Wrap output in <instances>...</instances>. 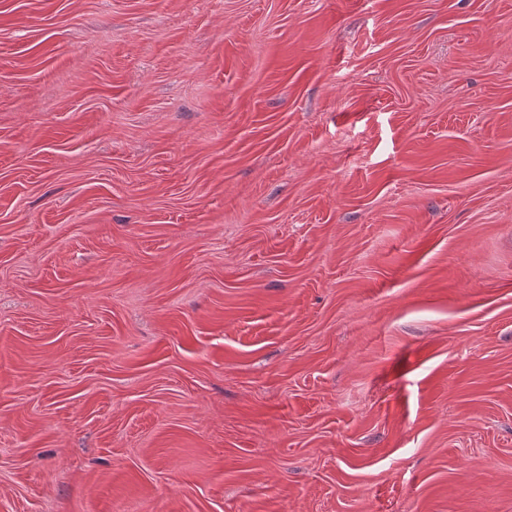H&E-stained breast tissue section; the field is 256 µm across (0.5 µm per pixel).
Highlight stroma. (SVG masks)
<instances>
[{
    "mask_svg": "<svg viewBox=\"0 0 512 512\" xmlns=\"http://www.w3.org/2000/svg\"><path fill=\"white\" fill-rule=\"evenodd\" d=\"M0 512H512V0H0Z\"/></svg>",
    "mask_w": 512,
    "mask_h": 512,
    "instance_id": "stroma-1",
    "label": "stroma"
}]
</instances>
